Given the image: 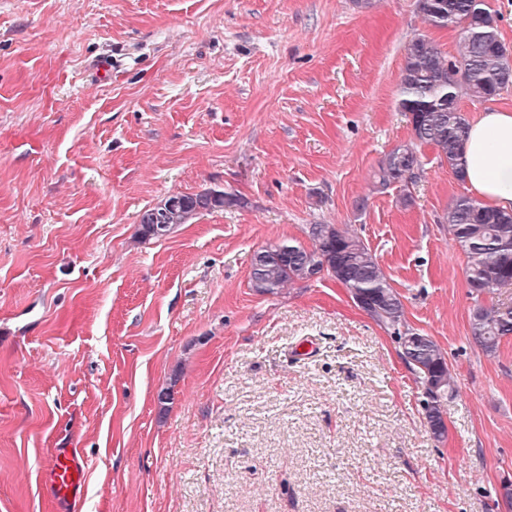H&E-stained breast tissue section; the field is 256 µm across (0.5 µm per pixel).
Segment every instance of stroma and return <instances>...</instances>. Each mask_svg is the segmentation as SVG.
I'll return each instance as SVG.
<instances>
[{
  "mask_svg": "<svg viewBox=\"0 0 512 512\" xmlns=\"http://www.w3.org/2000/svg\"><path fill=\"white\" fill-rule=\"evenodd\" d=\"M419 34L455 54L417 0H0V512H55L60 448L80 512H501L512 338L473 339L442 222L469 189L427 146L409 203L375 188ZM210 188L245 204L141 238ZM312 224L355 232L441 347L444 439L336 279L252 288ZM223 195L221 200L211 199L212 192ZM241 198L222 190L210 189L195 195H174L159 205L145 210L141 214L139 234L142 239L159 238L178 224L189 223L202 211L224 209V206H242ZM145 218L146 220L145 222ZM158 224V225H155ZM87 466L86 459L77 448L57 451L43 465L44 491L59 505L57 512L78 510L76 504L83 496Z\"/></svg>",
  "mask_w": 512,
  "mask_h": 512,
  "instance_id": "35a3bbf8",
  "label": "stroma"
}]
</instances>
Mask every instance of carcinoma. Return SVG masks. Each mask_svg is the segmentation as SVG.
I'll use <instances>...</instances> for the list:
<instances>
[{"label": "carcinoma", "mask_w": 512, "mask_h": 512, "mask_svg": "<svg viewBox=\"0 0 512 512\" xmlns=\"http://www.w3.org/2000/svg\"><path fill=\"white\" fill-rule=\"evenodd\" d=\"M418 8L434 28L457 29L466 20L476 27L470 35L459 33L457 53L448 57L425 35L414 37L406 47L398 109L409 116L413 138L385 154L377 173L378 188H400L404 204L409 201L406 190L421 168L422 146L433 147L457 180L464 181L463 144L469 123L459 107L460 98L485 101L512 86V52L502 42L497 16L484 0H418ZM241 205V198L226 192L220 200L213 199L210 190L170 196L141 214L139 234L145 240L159 238L202 211ZM443 223L467 258V284L475 301L471 335L492 355L503 339L512 336V305L487 306L480 297L490 290L512 288V212L462 195L448 208ZM307 235L310 247L282 242L258 251L250 273L252 287L274 294L325 272L344 287L364 293L362 310L378 325L393 330L403 361L422 387L429 431L437 440L444 438L441 400L453 385L441 348L424 333L400 330L404 326L401 296L359 237L336 224H311Z\"/></svg>", "instance_id": "obj_1"}]
</instances>
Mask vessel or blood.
Returning a JSON list of instances; mask_svg holds the SVG:
<instances>
[{"instance_id":"b4317fda","label":"vessel or blood","mask_w":512,"mask_h":512,"mask_svg":"<svg viewBox=\"0 0 512 512\" xmlns=\"http://www.w3.org/2000/svg\"><path fill=\"white\" fill-rule=\"evenodd\" d=\"M86 469V459L75 448L55 452L43 465L44 491L57 503V512H75L83 496Z\"/></svg>"}]
</instances>
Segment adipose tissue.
Segmentation results:
<instances>
[{
    "label": "adipose tissue",
    "mask_w": 512,
    "mask_h": 512,
    "mask_svg": "<svg viewBox=\"0 0 512 512\" xmlns=\"http://www.w3.org/2000/svg\"><path fill=\"white\" fill-rule=\"evenodd\" d=\"M465 182L483 204L512 210V108L487 109L463 145Z\"/></svg>",
    "instance_id": "obj_1"
}]
</instances>
